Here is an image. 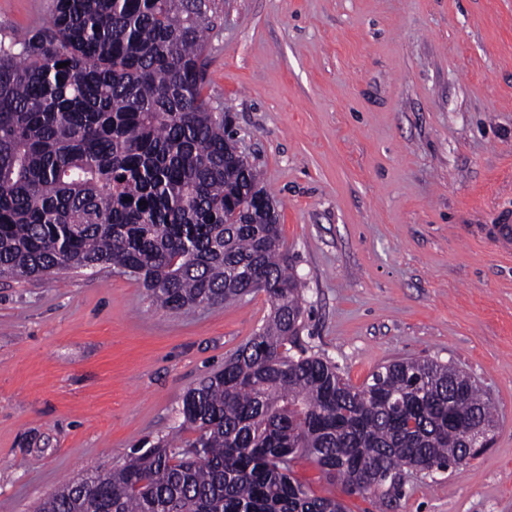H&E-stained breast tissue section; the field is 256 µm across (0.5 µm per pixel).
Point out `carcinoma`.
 I'll return each mask as SVG.
<instances>
[{
    "label": "carcinoma",
    "instance_id": "obj_1",
    "mask_svg": "<svg viewBox=\"0 0 512 512\" xmlns=\"http://www.w3.org/2000/svg\"><path fill=\"white\" fill-rule=\"evenodd\" d=\"M210 25L205 0H53L42 26L0 40L1 277L105 266L173 312L258 291L270 303L185 393L171 437L37 512H347L294 477L297 459L346 495L384 499L403 467L469 464L467 432L493 425L451 363L393 361L356 387L289 354L301 283L257 170L204 94Z\"/></svg>",
    "mask_w": 512,
    "mask_h": 512
}]
</instances>
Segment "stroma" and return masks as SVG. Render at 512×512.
<instances>
[{
  "mask_svg": "<svg viewBox=\"0 0 512 512\" xmlns=\"http://www.w3.org/2000/svg\"><path fill=\"white\" fill-rule=\"evenodd\" d=\"M53 0H0V39ZM205 92L280 216L304 315L291 352L362 385L386 363L468 372L495 408L459 470L402 472L379 503L294 473L347 512H512V0H210ZM269 312L264 294L186 313L104 268L0 278V512H34L180 422Z\"/></svg>",
  "mask_w": 512,
  "mask_h": 512,
  "instance_id": "obj_1",
  "label": "stroma"
}]
</instances>
